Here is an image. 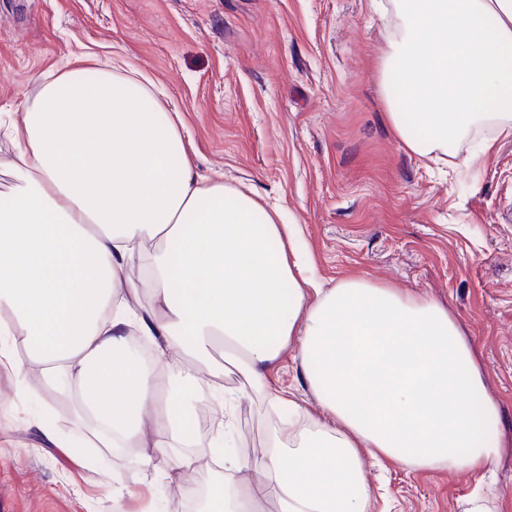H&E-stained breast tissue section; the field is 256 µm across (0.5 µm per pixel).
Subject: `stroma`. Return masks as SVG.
Wrapping results in <instances>:
<instances>
[{
	"instance_id": "stroma-1",
	"label": "stroma",
	"mask_w": 512,
	"mask_h": 512,
	"mask_svg": "<svg viewBox=\"0 0 512 512\" xmlns=\"http://www.w3.org/2000/svg\"><path fill=\"white\" fill-rule=\"evenodd\" d=\"M395 24L370 0H0V120L21 121L37 78L78 57L151 78L184 120L197 172L279 206L324 281L369 279L437 301L474 346L501 408L492 478L368 459L383 491L372 512H469L479 494L490 512H512V135L482 126L431 156L407 151L378 75ZM469 154L470 168L454 166ZM15 387L1 368L0 512H113L114 472L187 512L165 464L83 445L67 387L48 397L35 370L25 398ZM36 416L71 436L70 455L26 428ZM270 423L243 396L239 453H259Z\"/></svg>"
}]
</instances>
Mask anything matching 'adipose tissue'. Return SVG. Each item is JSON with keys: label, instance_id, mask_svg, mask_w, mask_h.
Returning a JSON list of instances; mask_svg holds the SVG:
<instances>
[{"label": "adipose tissue", "instance_id": "ef3b65f1", "mask_svg": "<svg viewBox=\"0 0 512 512\" xmlns=\"http://www.w3.org/2000/svg\"><path fill=\"white\" fill-rule=\"evenodd\" d=\"M382 52L387 117L426 156L473 127L512 132V0H392ZM148 78L77 58L25 98L0 169V362L25 395L36 366L77 396L99 448L142 466L190 467L178 378L227 366L287 424L228 475L201 512H370L361 449L403 470H491L501 416L475 352L439 303L362 279L327 287L293 225L255 197L197 173L179 116ZM143 263L145 289L128 272ZM155 348L144 365L129 330ZM293 352L324 417L272 374ZM252 482H242V469Z\"/></svg>", "mask_w": 512, "mask_h": 512}]
</instances>
